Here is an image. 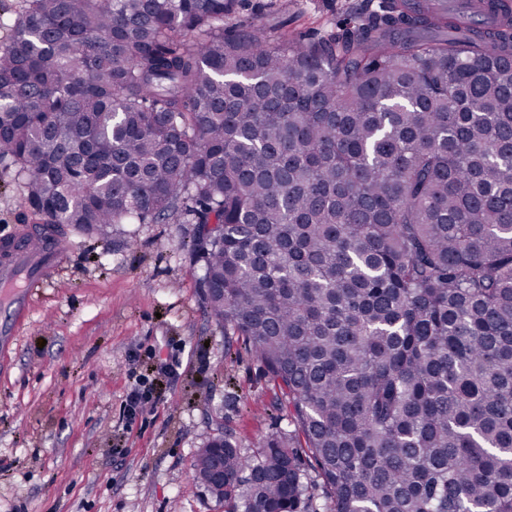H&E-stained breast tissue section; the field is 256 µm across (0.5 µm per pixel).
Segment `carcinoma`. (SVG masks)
I'll list each match as a JSON object with an SVG mask.
<instances>
[{
    "instance_id": "1",
    "label": "carcinoma",
    "mask_w": 512,
    "mask_h": 512,
    "mask_svg": "<svg viewBox=\"0 0 512 512\" xmlns=\"http://www.w3.org/2000/svg\"><path fill=\"white\" fill-rule=\"evenodd\" d=\"M381 0L301 41L235 0H21L0 162L52 228L194 224L206 307L296 433L224 512H512V4ZM304 442H299L297 436ZM212 465L199 449L192 478ZM306 473L309 485L311 486V496L307 507H305V512H326L327 500L321 488L322 479L319 476L317 465L313 459H307Z\"/></svg>"
}]
</instances>
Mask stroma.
<instances>
[{"label": "stroma", "instance_id": "stroma-1", "mask_svg": "<svg viewBox=\"0 0 512 512\" xmlns=\"http://www.w3.org/2000/svg\"><path fill=\"white\" fill-rule=\"evenodd\" d=\"M363 0H239L237 22L317 38ZM0 165V240L36 225ZM189 224L70 230L68 262L33 289L0 347V512H224L193 483L198 448L231 434L246 455L292 427L288 400L243 340L209 314ZM164 396L127 422L128 372Z\"/></svg>", "mask_w": 512, "mask_h": 512}]
</instances>
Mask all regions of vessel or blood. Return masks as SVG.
Instances as JSON below:
<instances>
[{
  "mask_svg": "<svg viewBox=\"0 0 512 512\" xmlns=\"http://www.w3.org/2000/svg\"><path fill=\"white\" fill-rule=\"evenodd\" d=\"M29 236V231H21L0 246L5 254L0 260V288L8 290L12 305L11 315L0 319V336L4 338L15 335L24 315L26 288L51 280L67 259L65 252L53 246L31 244Z\"/></svg>",
  "mask_w": 512,
  "mask_h": 512,
  "instance_id": "vessel-or-blood-1",
  "label": "vessel or blood"
}]
</instances>
